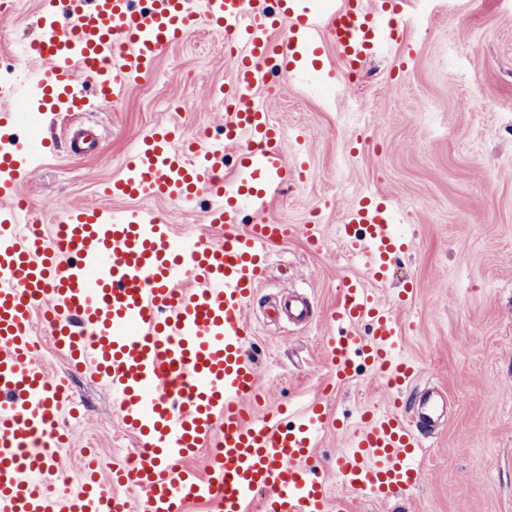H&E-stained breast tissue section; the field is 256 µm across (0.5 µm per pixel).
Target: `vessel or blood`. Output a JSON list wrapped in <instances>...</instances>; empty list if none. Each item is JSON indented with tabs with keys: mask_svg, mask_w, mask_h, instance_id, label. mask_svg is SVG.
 Masks as SVG:
<instances>
[{
	"mask_svg": "<svg viewBox=\"0 0 512 512\" xmlns=\"http://www.w3.org/2000/svg\"><path fill=\"white\" fill-rule=\"evenodd\" d=\"M41 36L33 60L50 78L23 88L0 82V99L22 107L76 114L116 103L124 89L151 77L160 57L201 26L223 32L234 78L224 94V136L184 139L160 127L127 157L121 176L105 188L115 198L187 202L215 197L211 223L221 241L188 244L155 211L76 209L53 235L21 229L16 190L33 160L11 133L13 115L0 113V512H120L88 460L77 495L58 497L46 475L50 447L69 440L56 427L70 399L66 378H51L34 356L35 314L43 312L54 346L92 370L115 393L124 423L145 454L135 469L112 467V482L145 494V512H183L189 502L213 512H326L327 486L312 472L314 432L327 417L311 403L296 424L283 425V407L247 413L259 381L244 355L252 334L245 311L261 288L271 248L299 234L316 241L315 224H272L268 200L293 173L278 127L258 99L260 90L299 63L323 68L330 45L348 79L363 59L400 45L405 30L393 0H336L315 8L307 0H41ZM93 83L81 94L75 76ZM101 134L80 125L69 152L93 157ZM235 165H227L229 148ZM248 207L256 223L239 230ZM393 211L360 203L342 238L374 280L402 251L391 233ZM343 326L326 337L329 368L350 380L355 359L385 378L395 396L367 416L334 467L344 484L375 502L407 495L421 481L415 460L424 438L448 415V400L419 389L413 369L395 357L402 323L373 289L347 280L329 316ZM368 321L370 332L353 331ZM222 437H215V429ZM208 449L204 474L184 461Z\"/></svg>",
	"mask_w": 512,
	"mask_h": 512,
	"instance_id": "obj_1",
	"label": "vessel or blood"
}]
</instances>
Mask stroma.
I'll return each mask as SVG.
<instances>
[{
  "mask_svg": "<svg viewBox=\"0 0 512 512\" xmlns=\"http://www.w3.org/2000/svg\"><path fill=\"white\" fill-rule=\"evenodd\" d=\"M39 0L0 17V71L26 81L47 75L28 48L40 36ZM402 50L370 57L347 95L330 98L322 74L286 77L264 99L284 134L288 157L305 166L264 214L280 224L307 223L320 211L322 244L297 236L277 243L266 279L247 311L246 354L262 388L257 405L302 406L323 397L329 424L314 450L328 486L327 512H512V0H407ZM222 32L202 27L171 47L154 74L128 87L116 107L84 113L103 134L102 154L71 156L66 113L40 122L56 143L20 187L45 233L68 212L112 206L159 212L183 238L215 242L203 200L109 199L100 185L118 177L135 142L155 128L180 126L186 137L217 136L224 103L216 91L232 77ZM387 197L392 227L408 246L392 255L384 281L366 279L344 247L340 227L365 197ZM365 278L386 304L405 294L401 352L421 382L442 390L448 418L426 439L421 483L401 502H373L346 487L332 467L366 408L389 397L361 374L332 386L324 339L346 279ZM311 313L295 323L268 318L288 295ZM79 419L58 422L71 442L56 448L55 490L77 494L80 460L110 463L139 448L115 397L92 371L75 374Z\"/></svg>",
  "mask_w": 512,
  "mask_h": 512,
  "instance_id": "stroma-1",
  "label": "stroma"
}]
</instances>
